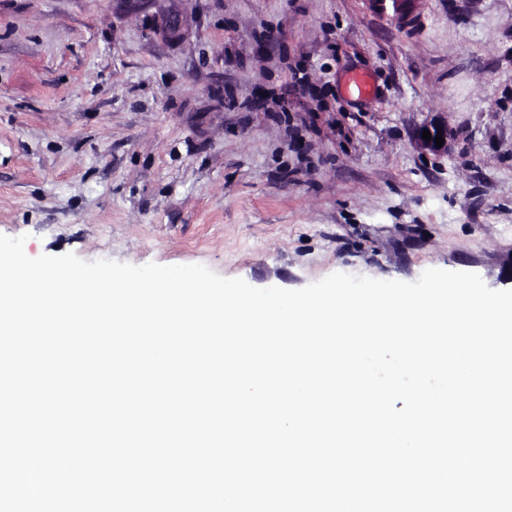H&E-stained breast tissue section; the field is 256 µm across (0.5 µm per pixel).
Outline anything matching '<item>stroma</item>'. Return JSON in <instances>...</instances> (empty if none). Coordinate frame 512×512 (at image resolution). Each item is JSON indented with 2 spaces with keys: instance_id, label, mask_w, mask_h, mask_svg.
<instances>
[{
  "instance_id": "obj_1",
  "label": "stroma",
  "mask_w": 512,
  "mask_h": 512,
  "mask_svg": "<svg viewBox=\"0 0 512 512\" xmlns=\"http://www.w3.org/2000/svg\"><path fill=\"white\" fill-rule=\"evenodd\" d=\"M410 3L0 0V234L257 288L511 289L512 0ZM434 118L445 157L411 143ZM373 82L369 73L364 71L351 72L345 82V92L351 97H369L373 93Z\"/></svg>"
}]
</instances>
